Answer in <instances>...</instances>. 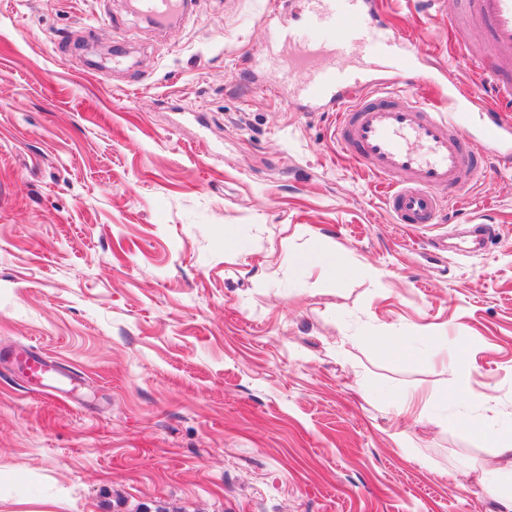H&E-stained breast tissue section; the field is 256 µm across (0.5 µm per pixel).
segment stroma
I'll return each mask as SVG.
<instances>
[{"instance_id": "stroma-1", "label": "stroma", "mask_w": 512, "mask_h": 512, "mask_svg": "<svg viewBox=\"0 0 512 512\" xmlns=\"http://www.w3.org/2000/svg\"><path fill=\"white\" fill-rule=\"evenodd\" d=\"M192 2L162 30L126 0H0V512H505L448 363L466 343L512 414V111L487 149L447 14L378 0L415 96L497 156L441 223H395L334 113L246 70L294 0ZM456 224L496 234L470 255ZM330 250L368 275L293 263ZM20 346L79 389L31 386Z\"/></svg>"}]
</instances>
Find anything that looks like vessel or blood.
<instances>
[{
  "label": "vessel or blood",
  "instance_id": "b4317fda",
  "mask_svg": "<svg viewBox=\"0 0 512 512\" xmlns=\"http://www.w3.org/2000/svg\"><path fill=\"white\" fill-rule=\"evenodd\" d=\"M299 2L301 28L283 23L269 31L273 93L287 99L293 84L308 111L335 113L337 144L376 179L396 219L439 223L444 192L468 188L481 172L460 134L467 113L444 114L425 101H406L400 92L348 64L355 51L374 60L387 58L402 85L416 84L414 59L392 57V41L386 27L375 21L372 0ZM137 5L160 27L186 10L185 0H138ZM466 13L482 28L487 53L472 51L459 36L454 17L448 20L449 41L470 62L493 102H512V82L501 78L502 71L512 68V0H467ZM12 358L31 385L57 382V369L31 350L17 348Z\"/></svg>",
  "mask_w": 512,
  "mask_h": 512
}]
</instances>
